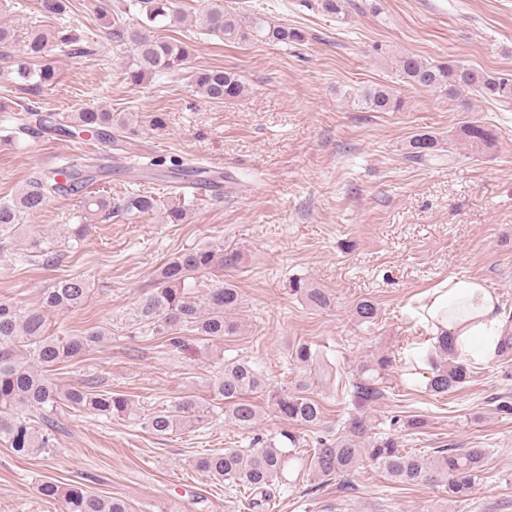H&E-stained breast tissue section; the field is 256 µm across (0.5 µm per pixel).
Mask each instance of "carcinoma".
Returning a JSON list of instances; mask_svg holds the SVG:
<instances>
[{
    "instance_id": "cac0c4a2",
    "label": "carcinoma",
    "mask_w": 512,
    "mask_h": 512,
    "mask_svg": "<svg viewBox=\"0 0 512 512\" xmlns=\"http://www.w3.org/2000/svg\"><path fill=\"white\" fill-rule=\"evenodd\" d=\"M348 0H315L316 9L329 16L346 15ZM87 7L103 20L108 39L118 46L132 48V57L126 65V80L139 86L146 80L165 74L181 75L192 55V44L175 38H156L155 30L176 27L186 21V15L176 7V0H90ZM41 10L52 16L63 15L73 8L72 0H40ZM206 34L226 43L238 44L250 37L268 43L292 45L305 40V33L268 21L262 17L246 19L224 9V0H208L204 9L192 19ZM62 46L72 57L101 55L104 46L89 42L83 35L68 27L31 31L24 48L25 58L13 62L0 72L18 90L32 93L57 81V70L51 60L54 47ZM398 76L414 89L439 90L448 100L457 102L464 112L471 111L470 99L463 91L472 89L486 100L512 102V76L473 70L452 60L434 63L415 54L404 53L395 60ZM190 83L201 94L215 102L235 98L243 91L238 76L222 68H200L190 73ZM349 101L361 109L375 112H395L402 107V99L391 89L375 87L348 93ZM13 122L7 139L16 142L29 132L26 117L17 112L6 117ZM74 128L64 124V117L48 112L38 118L41 130L72 135L78 131L106 146H116L119 139L112 129H122L127 122L116 119L112 112L101 107H86L69 118ZM460 137L480 148L493 144V136L484 125L471 122L460 129ZM437 139L428 134H416L409 141L408 159L425 162L435 156ZM104 171L100 158L90 157L85 170L60 173L36 170L25 189L10 201L0 203V233L6 235L24 218L40 212L48 200L57 195L82 192L89 177ZM157 201L150 195L132 194L125 198L121 209L128 215L155 212ZM84 218L112 212V201L103 196L89 195L83 200ZM238 255L222 248L203 247L183 253L164 264L156 278L154 288L144 293L132 312L131 320L143 334L164 340L166 345L178 348L184 332H193L203 341L220 342L236 333L237 325L231 320L239 295L230 284L209 289L201 299L192 288L199 276L213 268L231 267ZM292 289L301 293L314 308L331 306L330 294L311 288L302 281H293ZM91 291L89 282L80 277H63L44 290L38 302L25 308L0 301V441L14 455L25 457L46 456L55 452L58 427L56 411L60 405L83 410L108 419L138 420L141 418L133 401L123 394L99 390L98 381L89 378L65 389L58 387L49 377L58 365L78 359L92 351L102 340L103 332L97 327L85 330L79 336L47 335V314L51 311L80 307ZM362 323L378 318L377 306L362 300L354 310ZM437 352L444 361L432 366L429 391L443 395L462 386L471 377L470 365L458 360L449 337H443ZM293 360L314 373L324 385L341 373L337 359L307 343H299L292 351ZM396 363L394 355H380L357 365L358 380L352 382L350 397L358 413L351 415L347 433L333 439L319 437L312 448H303L300 433L285 430L282 440L256 436L245 449H226L207 453L195 461L197 469L204 471L230 489L265 491L294 463L306 462L312 477L332 480L356 470L363 461L382 469L389 477L401 483H433L449 494L460 498L470 491L483 467L485 452L482 448H448L440 450L436 461L428 463L415 453L400 447L393 437L363 438L368 431L366 416L359 410L376 401L381 392L376 382L384 378ZM264 389L260 372L248 360L228 359L219 370L212 387L213 397L224 402V418L243 431L255 429L257 410L246 393ZM276 411L292 426L316 429L323 424L324 407L317 397L298 389H286L271 395ZM213 416L210 407L201 405L188 396L170 407L152 412L146 421L156 436H166L183 424L204 422ZM41 497L60 503L61 512H128L127 504L90 492L76 482L61 485L43 481L37 487Z\"/></svg>"
}]
</instances>
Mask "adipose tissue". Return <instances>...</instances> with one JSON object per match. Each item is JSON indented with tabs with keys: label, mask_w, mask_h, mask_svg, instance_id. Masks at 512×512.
<instances>
[{
	"label": "adipose tissue",
	"mask_w": 512,
	"mask_h": 512,
	"mask_svg": "<svg viewBox=\"0 0 512 512\" xmlns=\"http://www.w3.org/2000/svg\"><path fill=\"white\" fill-rule=\"evenodd\" d=\"M499 295L475 276L451 274L419 294L409 309L425 343L419 358H427L439 337L451 336L456 354L477 361L492 358L501 328Z\"/></svg>",
	"instance_id": "ef3b65f1"
}]
</instances>
